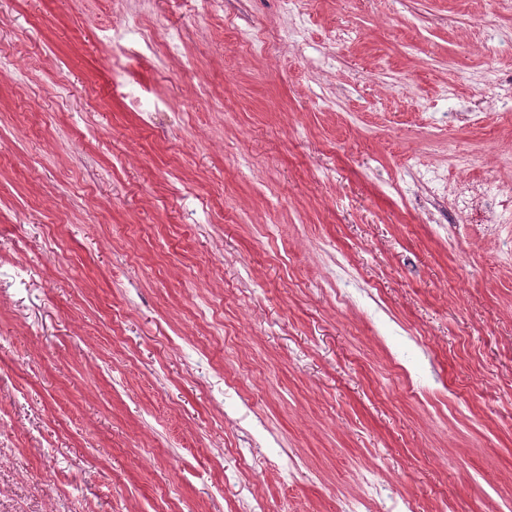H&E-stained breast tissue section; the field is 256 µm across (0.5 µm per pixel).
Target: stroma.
<instances>
[{"mask_svg":"<svg viewBox=\"0 0 512 512\" xmlns=\"http://www.w3.org/2000/svg\"><path fill=\"white\" fill-rule=\"evenodd\" d=\"M447 178L512 193V0H0V512H505L512 221Z\"/></svg>","mask_w":512,"mask_h":512,"instance_id":"1","label":"stroma"}]
</instances>
